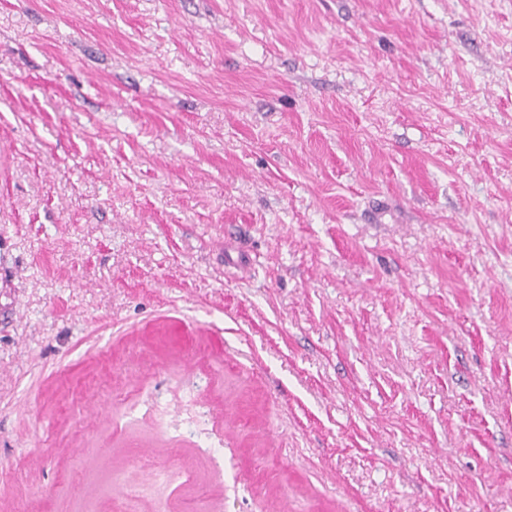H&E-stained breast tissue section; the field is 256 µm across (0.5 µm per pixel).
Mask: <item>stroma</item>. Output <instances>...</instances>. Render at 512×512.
Returning a JSON list of instances; mask_svg holds the SVG:
<instances>
[{
    "label": "stroma",
    "instance_id": "1",
    "mask_svg": "<svg viewBox=\"0 0 512 512\" xmlns=\"http://www.w3.org/2000/svg\"><path fill=\"white\" fill-rule=\"evenodd\" d=\"M512 512V0H0V512Z\"/></svg>",
    "mask_w": 512,
    "mask_h": 512
}]
</instances>
